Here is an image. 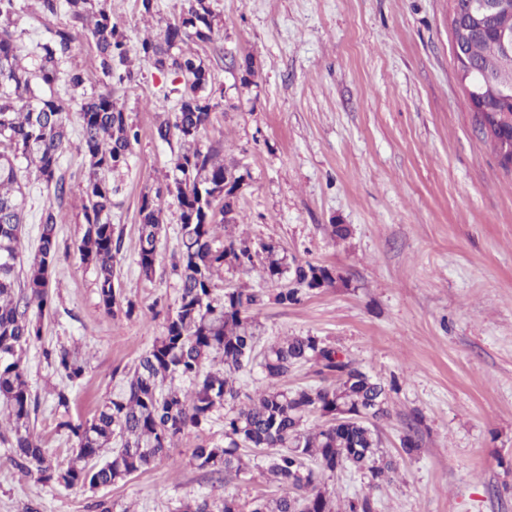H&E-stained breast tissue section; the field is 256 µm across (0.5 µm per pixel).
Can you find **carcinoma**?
Segmentation results:
<instances>
[{
  "instance_id": "cac0c4a2",
  "label": "carcinoma",
  "mask_w": 512,
  "mask_h": 512,
  "mask_svg": "<svg viewBox=\"0 0 512 512\" xmlns=\"http://www.w3.org/2000/svg\"><path fill=\"white\" fill-rule=\"evenodd\" d=\"M47 36L35 45L27 66L18 59L20 34L17 0H0V443L13 449L14 467L27 476L66 489L109 487L129 476L170 460V449L189 429H202L224 412V445L192 449L191 461L226 483L249 469L260 470L280 493L242 504L225 497L221 504L204 498L185 505L184 512H376L368 494L336 504L320 488L325 472L349 471L370 487L393 480L397 468L381 448L377 422L387 416L386 384L362 371L350 356L318 336H286L258 348V323L253 307L260 296L242 288L217 293L224 265L258 271L271 282L286 269L269 243L254 249L245 238L228 232L238 222L234 191L224 188L219 151H202L198 138L211 125L216 105L204 94L209 74L193 55L171 50L194 37L212 41L211 0H183L177 22L167 25L163 40L147 38L142 60L181 78L175 121L156 125L154 137L179 151L172 178L154 195L142 196L139 208L137 264L152 277L166 198L181 210L178 307L161 335L138 359L125 389L107 401L92 418L62 422L75 439L74 458L55 465L47 449L30 432L38 398L32 394L23 354L40 337L41 322L50 313L51 271L58 259L59 214H41L37 251L30 260L25 285L19 284L24 224V193L18 182V161L34 166L37 181L61 200L67 194L60 173L62 156L75 151L88 159L83 185L85 231L77 247L80 259L98 275L99 306L107 313L121 307L116 258L122 238L112 224V198L117 188L108 175L127 164L139 130L112 98V83L133 78L124 33L112 18V0H40ZM92 40L99 53L103 90L85 92V73L69 65L74 43ZM461 51L477 71L495 74L498 63L483 41L469 39ZM61 85L63 93L38 95L35 87ZM490 128L475 117L479 132L490 140L508 166L512 158V97L487 92ZM77 110L79 133L69 135L68 112ZM224 243L216 245L219 239ZM335 280L333 271L307 261L295 267L289 285L274 296L280 305L295 304L304 291ZM46 359L72 384L86 373L87 362L65 346L45 352ZM221 357L224 369L203 370ZM315 367L319 383L288 387V379L305 365ZM260 367L263 382L247 401L239 402L237 376L251 365ZM317 423L307 427L310 419Z\"/></svg>"
}]
</instances>
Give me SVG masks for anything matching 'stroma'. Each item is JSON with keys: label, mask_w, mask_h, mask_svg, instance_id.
Instances as JSON below:
<instances>
[{"label": "stroma", "mask_w": 512, "mask_h": 512, "mask_svg": "<svg viewBox=\"0 0 512 512\" xmlns=\"http://www.w3.org/2000/svg\"><path fill=\"white\" fill-rule=\"evenodd\" d=\"M157 4L146 19L135 0H112L130 49L162 37L181 9V0ZM212 8V42L186 44L208 70L205 93L217 105L199 146H221L242 175L238 221L254 242L275 245L289 267L311 261L338 275L287 307L256 273L225 269L224 284L265 291L256 312L263 343L318 336L396 384L379 422L394 480L372 490L357 474L328 473L325 490L340 501L371 493L377 512H512V171L475 128L456 74L449 0H212ZM133 72L112 94L140 139L110 177L123 241L119 288L133 315L100 308L96 270L77 251L86 159H63L61 201L33 167L19 173L24 259L36 252L42 209L64 216L53 310L24 360L40 397L31 431L61 464L75 446L63 421L90 418L122 390L179 299L176 201L161 215L152 277L136 262L141 198L165 181L178 151L153 136L175 116L174 74L140 62ZM337 224L349 227L346 239L333 235ZM61 344L88 362L77 384L43 356ZM61 388L65 408L55 399ZM411 422L420 448L408 455ZM202 442L223 444V420L180 437L168 461L94 491L22 476L0 444V512H96L101 500L112 512H182L204 495L275 494L256 473L211 482L191 461Z\"/></svg>", "instance_id": "1"}]
</instances>
